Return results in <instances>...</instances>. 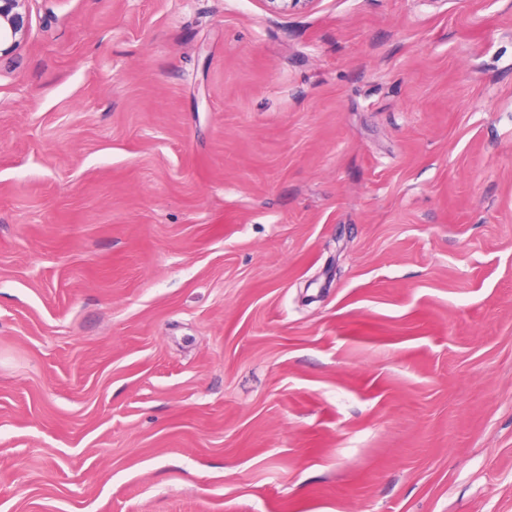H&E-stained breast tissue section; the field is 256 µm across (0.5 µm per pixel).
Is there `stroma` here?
<instances>
[{"instance_id":"35a3bbf8","label":"stroma","mask_w":512,"mask_h":512,"mask_svg":"<svg viewBox=\"0 0 512 512\" xmlns=\"http://www.w3.org/2000/svg\"><path fill=\"white\" fill-rule=\"evenodd\" d=\"M28 11L0 512H512V0Z\"/></svg>"}]
</instances>
